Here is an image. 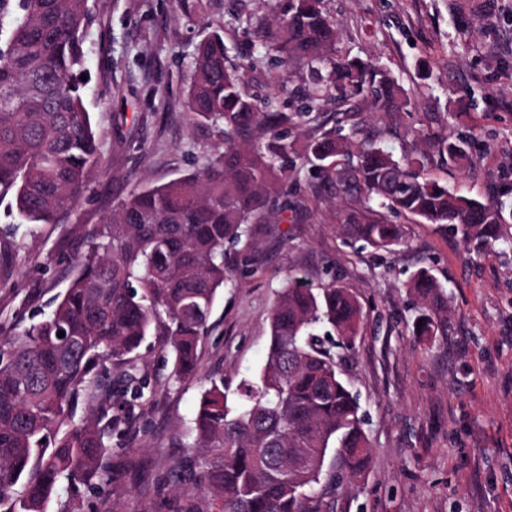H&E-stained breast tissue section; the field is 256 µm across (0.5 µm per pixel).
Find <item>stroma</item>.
<instances>
[{
    "label": "stroma",
    "instance_id": "obj_1",
    "mask_svg": "<svg viewBox=\"0 0 512 512\" xmlns=\"http://www.w3.org/2000/svg\"><path fill=\"white\" fill-rule=\"evenodd\" d=\"M94 0L85 31L84 94L102 165L66 224H20L0 200V249L11 278L0 287V339L28 325L68 285L71 227H93L132 191L196 172L224 143L220 128L185 107L196 46L222 29L231 61L254 51L247 18L274 19L270 0ZM336 50L387 69L405 112L364 109V132L395 155L425 152L428 172L481 201L512 199V0H323ZM307 70L276 58L246 70L251 92L299 107ZM466 139L451 162L438 139ZM288 207L238 245L233 282L218 295L199 346L196 380L171 379L155 337L138 354L150 391L130 429L112 439L137 466L118 484L82 488L80 512H186L203 490L160 488L167 469L191 456L187 430L201 390L220 376L228 392L266 361L269 315L289 273L312 285L336 280L355 295L364 320L344 374L359 395L373 467L339 500L338 512H512V248L467 249L459 235L406 223L407 242L386 253L339 228L351 198L317 184L303 154ZM426 268L448 291V334L432 351L408 332L420 306L406 286Z\"/></svg>",
    "mask_w": 512,
    "mask_h": 512
}]
</instances>
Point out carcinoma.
I'll return each mask as SVG.
<instances>
[{"label": "carcinoma", "mask_w": 512, "mask_h": 512, "mask_svg": "<svg viewBox=\"0 0 512 512\" xmlns=\"http://www.w3.org/2000/svg\"><path fill=\"white\" fill-rule=\"evenodd\" d=\"M89 0H0V198L12 196L22 224H60L89 192L99 137L84 101L83 34ZM260 50L313 77L309 105L286 112L246 88L218 31L197 48L186 106L223 126L224 148L198 172L133 192L91 231L75 225L74 274L48 312L0 341V512H47L62 484L77 493L91 479L110 485L136 461L110 449L145 398L127 372L148 336L164 337L172 376H197L198 350L218 293L232 270L227 248L251 241L252 225L287 191L296 153L313 177L356 192L343 223L353 238L386 252L405 243L389 214L450 230L477 249L512 238V210L448 188L427 173L426 155L400 158L367 138L352 144L329 126L325 100L346 106L341 121L361 133L365 92L379 109L403 103L389 72L336 54V25L322 0H286L278 21L250 19ZM466 141L446 140L448 158ZM408 288L421 301L409 331L429 341L448 331V293L426 269ZM363 311L347 288L304 287L292 277L270 315L267 359L229 405L224 378L211 377L190 430L198 456L175 465L171 482L210 497L204 511L337 512L338 498L372 467L359 401L341 365L353 351ZM64 332L60 338L57 333ZM101 391L100 410L75 421L80 398Z\"/></svg>", "instance_id": "obj_1"}]
</instances>
